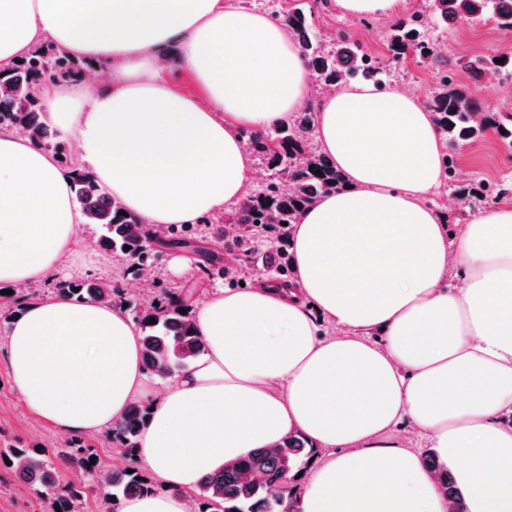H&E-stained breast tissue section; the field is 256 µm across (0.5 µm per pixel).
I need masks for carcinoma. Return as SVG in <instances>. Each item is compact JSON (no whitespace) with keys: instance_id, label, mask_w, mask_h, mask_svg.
<instances>
[{"instance_id":"obj_1","label":"carcinoma","mask_w":512,"mask_h":512,"mask_svg":"<svg viewBox=\"0 0 512 512\" xmlns=\"http://www.w3.org/2000/svg\"><path fill=\"white\" fill-rule=\"evenodd\" d=\"M434 7L436 16L444 21L479 24L493 18L502 28L512 31V0H434ZM272 11L277 23L288 26L311 75L321 83L339 86L361 75L382 84V68L357 43L343 39L332 49L303 9H284L276 3ZM387 51L394 61L408 53L425 61L438 58L436 44L429 38L427 21L421 14L403 18L390 28ZM84 68L85 63L52 42L42 44L19 63L1 67L0 130L20 131L36 145L66 160L64 144L52 140L40 119L39 91L46 82L67 79ZM427 107L442 135L453 143L468 142L489 130L503 129L505 134L501 138L512 144V120L487 110L478 98L452 86L445 73ZM314 122L315 110L308 106L290 121L265 132L243 133L249 151L265 160L270 178L261 188L250 192L231 214V221L239 230L235 241L242 248L265 244L267 269L283 279L291 274L287 243L297 216L317 198L341 186V176L332 161L310 149ZM71 190L87 222L103 229L98 245L123 258L134 275H139L155 254L147 227L130 215L120 214L122 205L87 173L75 174ZM168 233V246H190L192 236L186 230L173 225L168 227ZM126 245L130 250H124ZM56 290L120 309L127 302V292L115 281L62 280L56 284ZM25 299L27 296L20 293L0 294V307L10 317ZM152 317L156 322H149ZM134 318L139 327L142 362L152 376L169 377L206 350L187 301L174 298L158 283L149 299L134 308ZM145 417L146 407L136 402L112 421L110 438L130 455L137 447ZM313 454L304 438L290 434L273 449L258 448L246 457L229 461L224 471L204 478L199 487L203 499L199 512H299L297 475ZM4 458L11 462L21 489L47 503L49 512H86L90 495L96 497L98 512H116L117 500L157 489L152 480H140L136 471L104 470L94 449L85 447L79 436L69 438L54 460L42 448H8L0 452V459ZM425 461L438 473L448 497V512H465L464 494L452 473L429 453ZM63 468L84 475L89 483L63 480Z\"/></svg>"}]
</instances>
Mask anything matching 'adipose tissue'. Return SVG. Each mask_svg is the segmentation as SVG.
<instances>
[{
	"instance_id": "ef3b65f1",
	"label": "adipose tissue",
	"mask_w": 512,
	"mask_h": 512,
	"mask_svg": "<svg viewBox=\"0 0 512 512\" xmlns=\"http://www.w3.org/2000/svg\"><path fill=\"white\" fill-rule=\"evenodd\" d=\"M45 38L112 79L41 88L44 122L77 145L71 163L0 130L7 288L86 269L72 169L144 223L188 224L245 199L242 132L286 122L308 99L287 31L226 0H0L1 66ZM171 48L206 102L159 78ZM314 137L345 184L300 214L292 286L197 299L207 351L171 381L147 376L120 310L54 293L26 303L7 349L25 408L87 435L147 403L135 456L158 489L117 512H188L206 474L293 432L319 452L298 484L300 512H448L421 455L393 437L405 419L452 470L468 512H512V426L499 421L512 412V204L478 212L449 242L427 203L445 140L400 88L319 99ZM320 315L338 334L320 333ZM373 329L382 341L368 340Z\"/></svg>"
}]
</instances>
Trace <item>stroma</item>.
Listing matches in <instances>:
<instances>
[{
    "label": "stroma",
    "instance_id": "stroma-1",
    "mask_svg": "<svg viewBox=\"0 0 512 512\" xmlns=\"http://www.w3.org/2000/svg\"><path fill=\"white\" fill-rule=\"evenodd\" d=\"M303 2L312 11L313 25L325 38L346 34L360 44L363 52L383 61L390 86L409 90L425 100L437 87L439 72L444 69L453 86L475 95L492 111L512 114V91L489 83L487 73L472 67L474 61L488 55H512V32L500 29L494 21L474 26L460 20L433 27L431 35L441 44L438 61L428 62L410 54L393 62L386 46L391 19L343 17L333 9L332 0ZM449 151L457 160L458 184L481 181L495 189L485 200L467 206L453 200L451 191L445 188L429 198V205L444 207L446 228L453 234L477 212L512 203V146L489 132L470 143L450 146ZM211 218V223L195 227L197 251H164L152 265V281L163 283L173 295L180 296L189 289L199 294L215 288L249 286L265 277L260 251L247 253L227 245L223 212H214ZM8 327V319L0 318V449L38 446L54 450L61 447L63 434L24 407L10 380L5 346ZM17 482L15 472L0 464V512H45L44 502L34 494L18 492Z\"/></svg>",
    "mask_w": 512,
    "mask_h": 512
}]
</instances>
